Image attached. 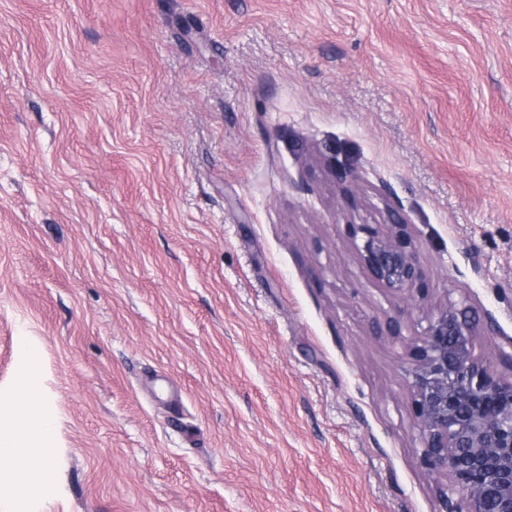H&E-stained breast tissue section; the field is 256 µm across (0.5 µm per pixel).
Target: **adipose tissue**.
<instances>
[{
	"label": "adipose tissue",
	"instance_id": "ef3b65f1",
	"mask_svg": "<svg viewBox=\"0 0 512 512\" xmlns=\"http://www.w3.org/2000/svg\"><path fill=\"white\" fill-rule=\"evenodd\" d=\"M43 400L40 387L26 376L17 394L0 396V475L21 462L31 481L53 483L50 454L56 445V425L43 413Z\"/></svg>",
	"mask_w": 512,
	"mask_h": 512
}]
</instances>
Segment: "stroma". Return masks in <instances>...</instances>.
I'll return each mask as SVG.
<instances>
[{
    "mask_svg": "<svg viewBox=\"0 0 512 512\" xmlns=\"http://www.w3.org/2000/svg\"><path fill=\"white\" fill-rule=\"evenodd\" d=\"M396 217L410 307L356 254ZM457 301L511 378L512 0H0V394L58 431L0 512H441Z\"/></svg>",
    "mask_w": 512,
    "mask_h": 512,
    "instance_id": "1",
    "label": "stroma"
}]
</instances>
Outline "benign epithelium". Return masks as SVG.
I'll use <instances>...</instances> for the list:
<instances>
[{"label":"benign epithelium","instance_id":"benign-epithelium-1","mask_svg":"<svg viewBox=\"0 0 512 512\" xmlns=\"http://www.w3.org/2000/svg\"><path fill=\"white\" fill-rule=\"evenodd\" d=\"M357 256L369 274L411 305L420 296L418 252L398 232L360 227ZM478 325L464 303L433 316L415 352L412 404L426 468L452 478L443 512H512V378H500L473 353Z\"/></svg>","mask_w":512,"mask_h":512}]
</instances>
